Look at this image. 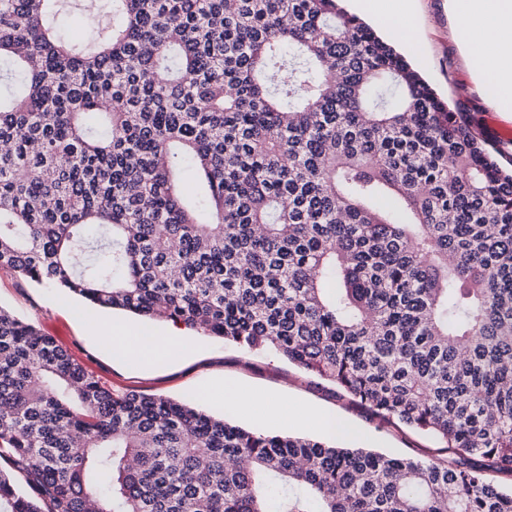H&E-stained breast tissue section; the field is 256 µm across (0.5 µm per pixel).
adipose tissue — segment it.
<instances>
[{
    "mask_svg": "<svg viewBox=\"0 0 512 512\" xmlns=\"http://www.w3.org/2000/svg\"><path fill=\"white\" fill-rule=\"evenodd\" d=\"M360 6L395 40H413L414 33L404 20L409 13L408 0H360ZM449 8L457 42L475 62L480 83L492 88L500 108L511 109L512 0H450ZM108 330L117 350L147 365L166 356L181 339L176 330L154 336H134L117 324L109 325Z\"/></svg>",
    "mask_w": 512,
    "mask_h": 512,
    "instance_id": "ef3b65f1",
    "label": "adipose tissue"
}]
</instances>
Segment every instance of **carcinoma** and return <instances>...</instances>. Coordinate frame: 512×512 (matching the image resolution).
<instances>
[{"label": "carcinoma", "mask_w": 512, "mask_h": 512, "mask_svg": "<svg viewBox=\"0 0 512 512\" xmlns=\"http://www.w3.org/2000/svg\"><path fill=\"white\" fill-rule=\"evenodd\" d=\"M0 0V269L272 351L427 461L112 393L0 308V512H512V168L343 0ZM190 159L202 193L183 194ZM65 7V14L59 18V26L62 34L69 40L88 41L95 31V27L87 28L86 12L88 10L86 0H69ZM92 32V36L88 32Z\"/></svg>", "instance_id": "obj_1"}]
</instances>
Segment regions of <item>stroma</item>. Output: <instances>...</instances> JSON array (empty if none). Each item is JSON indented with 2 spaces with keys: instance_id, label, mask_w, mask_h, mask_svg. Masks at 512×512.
I'll list each match as a JSON object with an SVG mask.
<instances>
[{
  "instance_id": "35a3bbf8",
  "label": "stroma",
  "mask_w": 512,
  "mask_h": 512,
  "mask_svg": "<svg viewBox=\"0 0 512 512\" xmlns=\"http://www.w3.org/2000/svg\"><path fill=\"white\" fill-rule=\"evenodd\" d=\"M410 21L419 41L411 47L400 46V53L475 133L499 149L502 165L512 164V112L501 110L491 90L477 81L474 63L456 42L448 0H413ZM1 306L56 338L113 393L164 396L226 415L250 429L319 436L317 426L292 420L294 404L304 403L336 415L344 425L336 437L346 445L423 459L438 453L439 445L431 438L373 413L275 354L259 355L191 330L185 338L188 353H172L151 366L120 359L107 333L91 325L93 318H111V310L58 288L31 284L7 270H0ZM228 387L284 397L280 416H270L260 404L243 410L227 407L224 390Z\"/></svg>"
}]
</instances>
